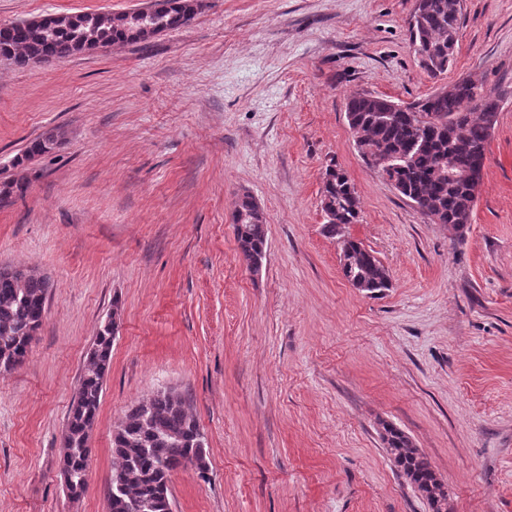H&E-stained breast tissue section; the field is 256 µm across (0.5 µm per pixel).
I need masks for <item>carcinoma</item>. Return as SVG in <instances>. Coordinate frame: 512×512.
Listing matches in <instances>:
<instances>
[{"instance_id":"carcinoma-1","label":"carcinoma","mask_w":512,"mask_h":512,"mask_svg":"<svg viewBox=\"0 0 512 512\" xmlns=\"http://www.w3.org/2000/svg\"><path fill=\"white\" fill-rule=\"evenodd\" d=\"M194 9L188 0H157L151 15L157 31L188 23ZM463 16V0H420L410 23V43L421 67L432 78L448 72L454 59ZM137 16L112 13L58 14L44 22L32 19L0 25V57L24 65L64 61L76 54L103 47L146 41L149 34ZM501 98L463 79L440 91L404 105L368 92L346 102V116L365 133L364 146L382 169L385 180L435 224L459 230L471 222L480 184L463 176L485 168L487 147L498 120ZM59 130L34 139L23 163L53 150L62 142ZM321 204L332 219L326 234L340 237L350 251L352 271L369 284L367 292L390 288L388 269L368 257L362 243L343 235L360 214V199L346 171L333 168L323 181ZM235 213L242 221L236 229L238 247L249 262L266 256V217L249 195L240 197ZM50 284L33 269L0 267V370L19 366L42 325ZM115 335L102 324L97 330L76 395L71 402L63 435L60 465L71 475L67 494L76 499L87 487L86 461L97 422L103 385L112 362ZM383 447L399 474L426 501L430 512H449L448 485L434 470L411 438L391 423L382 424ZM119 459L108 484V512H168L170 473L193 459L207 470L205 438L187 399L165 389L132 406L112 438Z\"/></svg>"}]
</instances>
